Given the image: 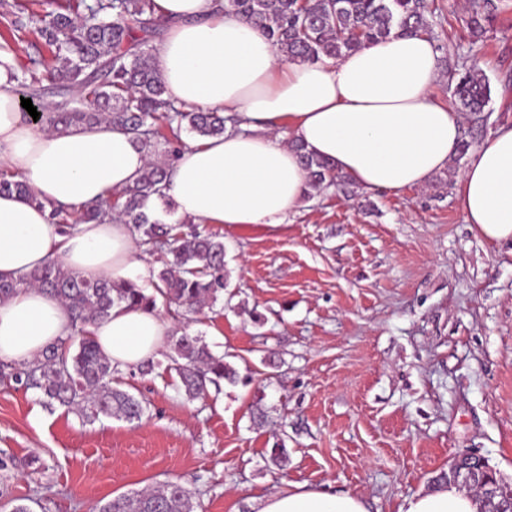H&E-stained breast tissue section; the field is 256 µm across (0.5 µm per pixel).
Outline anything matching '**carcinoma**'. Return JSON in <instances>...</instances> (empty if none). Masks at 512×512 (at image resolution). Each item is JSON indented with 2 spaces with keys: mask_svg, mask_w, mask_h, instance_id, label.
<instances>
[{
  "mask_svg": "<svg viewBox=\"0 0 512 512\" xmlns=\"http://www.w3.org/2000/svg\"><path fill=\"white\" fill-rule=\"evenodd\" d=\"M51 10L41 14L30 0H0L4 47L24 36H34L35 54L19 63L17 88L31 99L41 98L44 81L64 97L43 110L39 122L55 130L107 124L131 133L147 150L150 160L133 188L112 200L81 210L75 223H94L110 211L132 226L141 243L160 252L161 264L153 291L132 281L87 279L50 261L13 281L0 282V302L22 288H41L68 308L71 332L19 368L0 366V374L27 388L39 390L48 407L59 405L84 422L100 417L138 422L144 401L120 388L118 370L101 353L87 327L105 320L112 307L126 304L146 311L157 309V298L181 308L185 326L170 336L165 370L173 373L189 399L206 394L208 385L237 380V371L224 356L211 352L188 324L224 299L228 287L224 238L191 225L164 224L144 212L154 196L172 208L164 190L182 135L199 138L224 135L236 128V116L222 112L187 110L165 97L166 89L152 64V39L164 23L155 14L154 0H49ZM435 0H224V13L243 17L260 28L285 61L316 62L336 59L388 37L395 29L415 33L446 49L435 33ZM495 11L494 0H471L467 23L473 34ZM448 85L461 111L473 125L462 135L454 161L463 159L478 130L480 115L490 100L489 84L473 66L448 70ZM308 174L311 198L336 186L345 189L351 179L329 162L314 157L291 142ZM16 193L41 206L27 184L6 171L0 173V195ZM192 492L168 482L131 496H118L98 512H196Z\"/></svg>",
  "mask_w": 512,
  "mask_h": 512,
  "instance_id": "1",
  "label": "carcinoma"
}]
</instances>
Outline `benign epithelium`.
Instances as JSON below:
<instances>
[{"label":"benign epithelium","instance_id":"obj_1","mask_svg":"<svg viewBox=\"0 0 512 512\" xmlns=\"http://www.w3.org/2000/svg\"><path fill=\"white\" fill-rule=\"evenodd\" d=\"M441 477L448 483L475 489L482 504L480 512H512V490L505 488L501 476L479 455L457 456Z\"/></svg>","mask_w":512,"mask_h":512}]
</instances>
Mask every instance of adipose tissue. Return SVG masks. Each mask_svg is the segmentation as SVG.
Segmentation results:
<instances>
[{
	"mask_svg": "<svg viewBox=\"0 0 512 512\" xmlns=\"http://www.w3.org/2000/svg\"><path fill=\"white\" fill-rule=\"evenodd\" d=\"M166 27L153 64L166 95L186 108L237 115L238 129L187 140L166 194L177 216L198 224L286 222L307 191V174L288 138L332 163L367 190L426 185L447 168L462 119L431 95L439 54L429 39L393 34L337 59L288 62L222 0H155ZM18 59L0 50V165L39 197L0 195V280L56 259L88 279L149 277L138 245L115 215L69 229L51 223V207L69 211L132 188L147 152L126 131L99 125L58 132L23 119L14 93ZM467 223L486 239L512 243V126L474 148L456 183ZM54 296L23 288L0 303V359L33 360L70 332ZM158 312L113 307L90 326L113 366L153 357L169 334ZM465 490L440 484L406 498L400 512H479ZM257 512H366L360 498L298 485L260 500Z\"/></svg>",
	"mask_w": 512,
	"mask_h": 512,
	"instance_id": "adipose-tissue-1",
	"label": "adipose tissue"
}]
</instances>
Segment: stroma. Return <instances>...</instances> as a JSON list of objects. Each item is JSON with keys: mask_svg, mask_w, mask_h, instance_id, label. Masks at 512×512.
I'll return each mask as SVG.
<instances>
[{"mask_svg": "<svg viewBox=\"0 0 512 512\" xmlns=\"http://www.w3.org/2000/svg\"><path fill=\"white\" fill-rule=\"evenodd\" d=\"M449 63L475 56L487 130L512 124V0L480 40L437 0ZM229 288L190 333L238 372L191 400L163 370L121 372L147 411L85 423L0 377V512H93L167 481L197 512H257L304 484L400 512L475 452L512 483V244L466 223L454 186L329 188L286 224H213ZM284 440L287 458L268 452Z\"/></svg>", "mask_w": 512, "mask_h": 512, "instance_id": "35a3bbf8", "label": "stroma"}]
</instances>
